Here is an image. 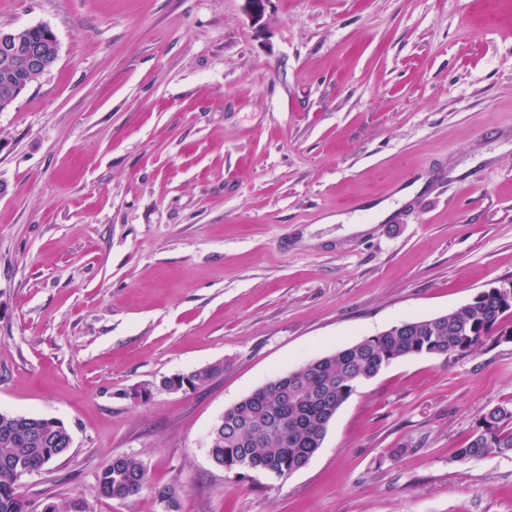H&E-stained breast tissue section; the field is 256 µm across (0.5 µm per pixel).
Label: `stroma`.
Listing matches in <instances>:
<instances>
[{
	"mask_svg": "<svg viewBox=\"0 0 512 512\" xmlns=\"http://www.w3.org/2000/svg\"><path fill=\"white\" fill-rule=\"evenodd\" d=\"M55 64L0 112V411L69 450L32 512H512V453L455 455L512 403V342L362 382L308 464L209 457L279 375L512 279V0H0ZM194 391L162 377L214 362ZM149 386V400L135 389ZM128 455L152 487L96 493Z\"/></svg>",
	"mask_w": 512,
	"mask_h": 512,
	"instance_id": "obj_1",
	"label": "stroma"
}]
</instances>
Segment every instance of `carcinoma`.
<instances>
[{"instance_id":"obj_1","label":"carcinoma","mask_w":512,"mask_h":512,"mask_svg":"<svg viewBox=\"0 0 512 512\" xmlns=\"http://www.w3.org/2000/svg\"><path fill=\"white\" fill-rule=\"evenodd\" d=\"M48 27L36 25L12 30L11 50L0 47V112L10 109L23 92L56 62L47 54L39 69L23 67L29 48L47 43ZM512 316V304L503 303L497 288L480 292L477 301L446 314L407 321L361 341L323 355L301 368L280 375L224 410L209 441V453L224 470L241 474L246 467L276 478L303 468L321 447L336 411L356 391L395 360L412 355L461 356L495 336L512 337L503 326ZM224 372L211 364L187 374L163 378L169 391L197 389ZM71 433L55 420L0 412V512H28L19 488L16 466L29 473L42 470L69 449ZM512 453V404L498 405L478 421L468 442L458 449L461 460ZM153 489L165 512H178L172 485L152 487L144 463L133 456H115L97 477V495L124 501ZM45 512H91L84 498L71 497L46 504Z\"/></svg>"}]
</instances>
